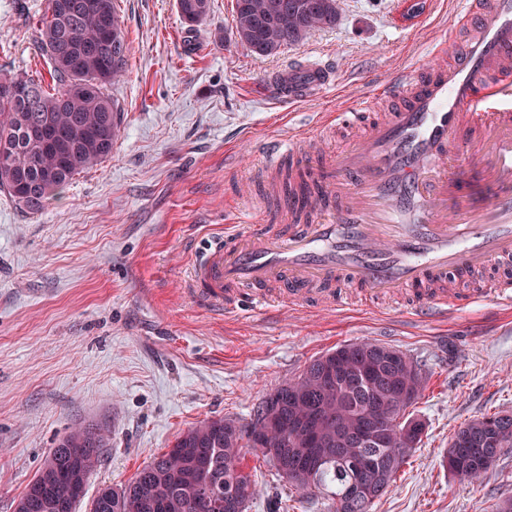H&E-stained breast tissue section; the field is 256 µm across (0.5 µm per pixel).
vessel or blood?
<instances>
[{"mask_svg":"<svg viewBox=\"0 0 512 512\" xmlns=\"http://www.w3.org/2000/svg\"><path fill=\"white\" fill-rule=\"evenodd\" d=\"M334 82L306 60L265 76L303 102ZM393 110L378 112L380 100ZM360 135L326 150L342 128ZM266 196L242 192L234 218L191 264L189 293L226 312L308 304L351 309L417 288V316L458 308L455 278L512 259V0H456L416 74L380 82L329 120L268 145ZM285 221L264 224L267 197Z\"/></svg>","mask_w":512,"mask_h":512,"instance_id":"b4317fda","label":"vessel or blood"}]
</instances>
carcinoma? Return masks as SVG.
Here are the masks:
<instances>
[{"mask_svg":"<svg viewBox=\"0 0 512 512\" xmlns=\"http://www.w3.org/2000/svg\"><path fill=\"white\" fill-rule=\"evenodd\" d=\"M83 4L76 11L48 8L39 16L38 49L53 66L54 92L23 75L0 76V191L28 211H39L77 175L92 168L112 152L121 109L110 89L125 72L129 44L117 13L115 0H67ZM181 20L194 27L205 21L210 0H176ZM112 22V38L121 47L114 57L99 49L103 42L99 17ZM339 16L337 0H235L234 32L251 54L270 57L296 45L315 29L333 28ZM411 359L400 353L391 367L395 386L411 376ZM281 418L267 431L263 454L275 457L295 448L285 439L283 427L290 421L322 419L317 443L323 465L314 469L296 463L283 474L301 491H318L329 501L328 512H371L356 507L352 496L355 475L336 457V428L353 430L354 416L349 397L327 388L311 360L302 372L282 384ZM487 416L463 423L454 437L468 432L471 448L460 459L455 477L475 481L487 473L484 431ZM258 420L238 425L222 418L204 420L183 432L172 448L154 456L126 484L102 486L93 500L92 512H226L227 486L244 489L246 499L256 491L252 475L242 464V442L249 439ZM104 436L80 427L59 440L38 473L20 496L15 512H75L80 497L75 486L87 485ZM411 449L392 430L379 448L343 447V455L369 454L389 461V491Z\"/></svg>","mask_w":512,"mask_h":512,"instance_id":"1","label":"carcinoma"}]
</instances>
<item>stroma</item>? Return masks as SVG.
Returning <instances> with one entry per match:
<instances>
[{"label": "stroma", "instance_id": "35a3bbf8", "mask_svg": "<svg viewBox=\"0 0 512 512\" xmlns=\"http://www.w3.org/2000/svg\"><path fill=\"white\" fill-rule=\"evenodd\" d=\"M407 0H340L336 27L259 58L232 38L234 0H211L202 24L176 0H115L130 51L112 87L121 124L111 155L37 213L0 193V512L57 442L93 425L107 446L88 482L118 487L201 420L250 421L254 407L315 357L373 340L402 350L425 383L406 418L425 431L372 512H496L512 500V449L481 481L452 476L442 457L455 429L512 413V305L466 303L437 322L401 294L339 314L212 313L183 280L192 249L224 228L240 184L262 191L259 140H286L371 82L422 67L454 0L407 21ZM48 0H0V74L53 86L33 23ZM330 56L336 84L291 105L261 88L288 60ZM257 485L246 512H327L256 448L242 450Z\"/></svg>", "mask_w": 512, "mask_h": 512}]
</instances>
